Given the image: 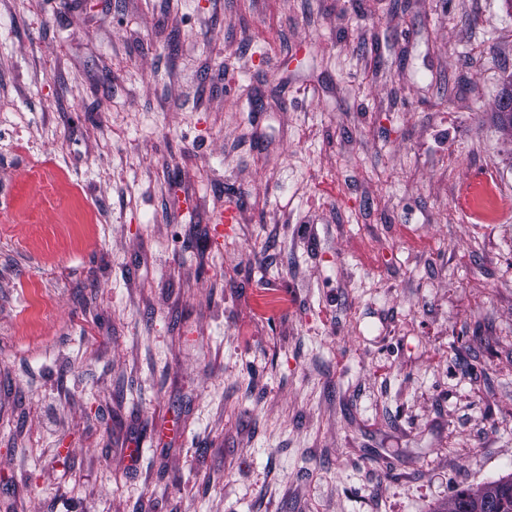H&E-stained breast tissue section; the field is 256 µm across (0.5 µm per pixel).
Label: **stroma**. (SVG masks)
<instances>
[{"instance_id": "obj_1", "label": "stroma", "mask_w": 512, "mask_h": 512, "mask_svg": "<svg viewBox=\"0 0 512 512\" xmlns=\"http://www.w3.org/2000/svg\"><path fill=\"white\" fill-rule=\"evenodd\" d=\"M510 95L512 0H0V512L512 476Z\"/></svg>"}]
</instances>
